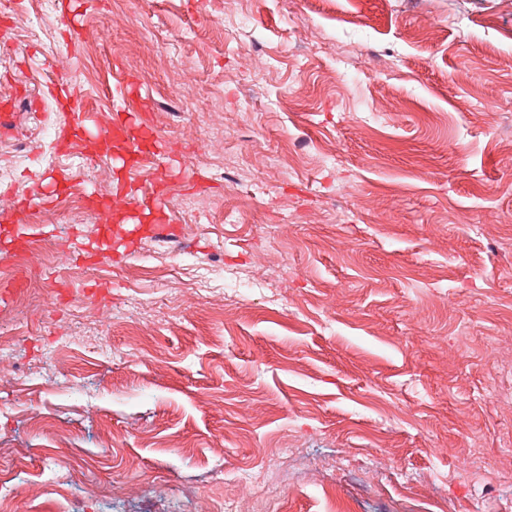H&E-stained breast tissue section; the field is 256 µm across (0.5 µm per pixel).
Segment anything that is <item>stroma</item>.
Masks as SVG:
<instances>
[{
	"instance_id": "1",
	"label": "stroma",
	"mask_w": 512,
	"mask_h": 512,
	"mask_svg": "<svg viewBox=\"0 0 512 512\" xmlns=\"http://www.w3.org/2000/svg\"><path fill=\"white\" fill-rule=\"evenodd\" d=\"M70 3L0 0V216L149 180L63 145L75 72L158 133L178 240L0 293L13 512H512V0Z\"/></svg>"
}]
</instances>
